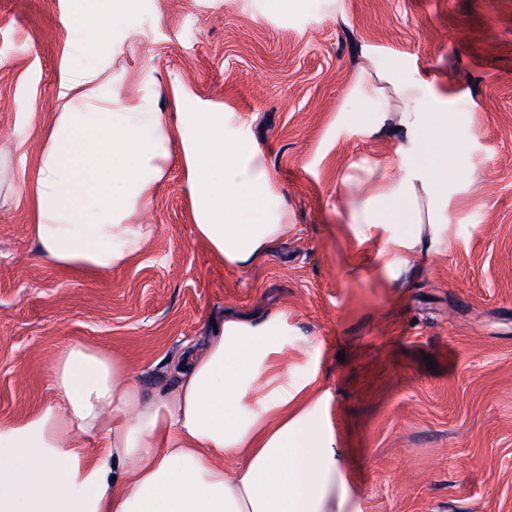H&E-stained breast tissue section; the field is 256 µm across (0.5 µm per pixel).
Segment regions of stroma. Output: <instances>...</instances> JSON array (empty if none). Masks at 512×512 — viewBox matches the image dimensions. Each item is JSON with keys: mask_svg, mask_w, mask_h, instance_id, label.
<instances>
[{"mask_svg": "<svg viewBox=\"0 0 512 512\" xmlns=\"http://www.w3.org/2000/svg\"><path fill=\"white\" fill-rule=\"evenodd\" d=\"M71 0H0V421L51 396L69 343L119 354L146 394L213 324H288L283 359L316 378L335 448L367 512H512V0H137L114 29L112 86L172 112L173 91L232 113L290 215L243 266L213 259L171 161L147 207L153 228L127 266L58 270L30 234L16 179L33 176L62 102L57 74ZM138 33V41L127 38ZM399 68L448 99V242L385 268L357 247L340 179L368 159L397 174L396 140L347 113L361 69ZM31 95L35 115L18 111Z\"/></svg>", "mask_w": 512, "mask_h": 512, "instance_id": "obj_1", "label": "stroma"}]
</instances>
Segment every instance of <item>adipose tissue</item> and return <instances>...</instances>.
I'll return each mask as SVG.
<instances>
[{"label":"adipose tissue","instance_id":"adipose-tissue-1","mask_svg":"<svg viewBox=\"0 0 512 512\" xmlns=\"http://www.w3.org/2000/svg\"><path fill=\"white\" fill-rule=\"evenodd\" d=\"M135 4L75 0L70 23L91 37L65 49L63 110L34 178L14 188L32 204L30 233L62 270L129 264L152 234L129 217L150 203L176 154L196 236L220 263L244 265L283 232L288 213L229 114L180 112L170 123L113 91L115 19ZM353 93L382 102L359 128L393 131L401 171L393 178L364 159L344 175L353 240L380 242L390 260L429 252L450 222L448 100L397 70L361 72ZM248 209L258 215L246 222ZM286 334L277 317L226 322L179 364L177 385L150 398L118 356L68 345L52 367L53 400L0 422V512H366L334 447L327 392L283 370Z\"/></svg>","mask_w":512,"mask_h":512}]
</instances>
